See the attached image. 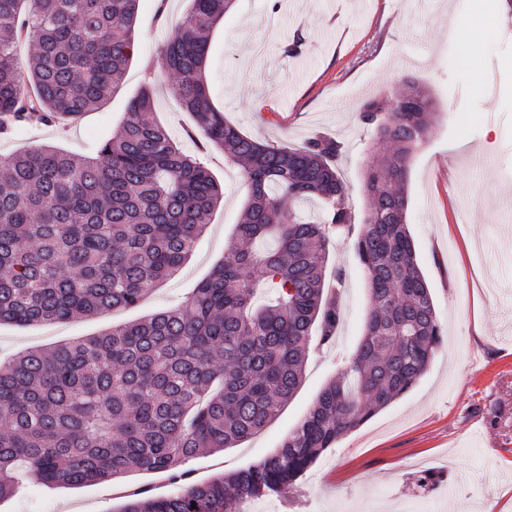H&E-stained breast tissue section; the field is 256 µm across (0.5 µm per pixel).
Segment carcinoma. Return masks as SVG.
<instances>
[{"mask_svg":"<svg viewBox=\"0 0 512 512\" xmlns=\"http://www.w3.org/2000/svg\"><path fill=\"white\" fill-rule=\"evenodd\" d=\"M233 0H191L162 50L170 91L198 149L241 167L250 196L224 262L173 310L0 363V500L25 479L53 487L165 472L166 497L142 491L119 512H241L279 497L347 433L408 392L445 329L406 224L410 161L431 128L430 92L410 80L362 121L389 144L365 169L366 230L355 249L370 307L341 361L279 448L204 482L186 464L273 420L299 388L313 334L332 345L342 320L327 283L331 236L352 231L342 146L260 142L226 121L205 75L211 33ZM138 0H0V134L78 118L117 89L133 54ZM27 40V60L17 47ZM153 91L128 103L118 135L93 157L54 146L0 155V324L31 325L132 308L179 272L220 205L221 185L153 116ZM317 222L287 216L305 200ZM272 239L277 248L262 250Z\"/></svg>","mask_w":512,"mask_h":512,"instance_id":"carcinoma-1","label":"carcinoma"}]
</instances>
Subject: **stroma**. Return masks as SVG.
Masks as SVG:
<instances>
[{
    "label": "stroma",
    "mask_w": 512,
    "mask_h": 512,
    "mask_svg": "<svg viewBox=\"0 0 512 512\" xmlns=\"http://www.w3.org/2000/svg\"><path fill=\"white\" fill-rule=\"evenodd\" d=\"M140 0L137 51L118 89L78 119L0 135V153L43 144L87 157L120 128L143 86L155 119L174 136L192 126L168 92L160 52L190 0ZM492 32L458 42L457 20L483 23L472 0H234L212 36L206 74L214 105L242 133L296 148L325 135L342 145L352 232L334 238L328 276L342 274V321L332 346L311 352L303 382L279 415L235 447L188 464L206 481L273 453L353 355L369 303L354 244L364 229L363 172L387 151L360 104L387 98L408 78L435 106L427 142L413 155L407 222L418 264L448 340L406 394L343 436L295 486L246 512H512V0H495ZM301 38L298 54L284 51ZM480 70L484 85L472 72ZM224 188L181 271L136 307L30 326L0 325V361L30 349L97 336L118 324L184 305L224 260L248 197L239 169L219 148L204 159ZM173 494L168 476L133 471L111 482L49 488L28 480L0 512H119L129 492Z\"/></svg>",
    "instance_id": "35a3bbf8"
}]
</instances>
